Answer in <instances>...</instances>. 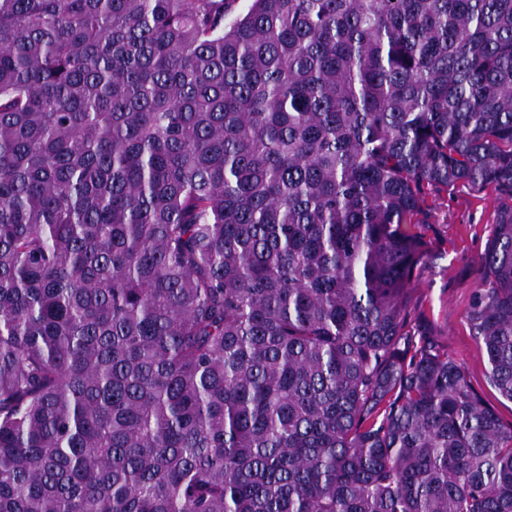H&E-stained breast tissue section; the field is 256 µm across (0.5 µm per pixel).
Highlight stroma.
<instances>
[{
    "label": "stroma",
    "instance_id": "1",
    "mask_svg": "<svg viewBox=\"0 0 512 512\" xmlns=\"http://www.w3.org/2000/svg\"><path fill=\"white\" fill-rule=\"evenodd\" d=\"M509 208L512 194L491 185L426 189L415 230L427 242L429 257L415 273L407 308L410 327L442 344L507 426L512 424V401L489 381L487 356L472 334L467 309L497 215Z\"/></svg>",
    "mask_w": 512,
    "mask_h": 512
}]
</instances>
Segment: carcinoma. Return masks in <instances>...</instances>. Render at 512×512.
<instances>
[{"instance_id":"cac0c4a2","label":"carcinoma","mask_w":512,"mask_h":512,"mask_svg":"<svg viewBox=\"0 0 512 512\" xmlns=\"http://www.w3.org/2000/svg\"><path fill=\"white\" fill-rule=\"evenodd\" d=\"M458 183L512 193V0H0V512H512L406 329ZM467 317L512 401V208Z\"/></svg>"}]
</instances>
